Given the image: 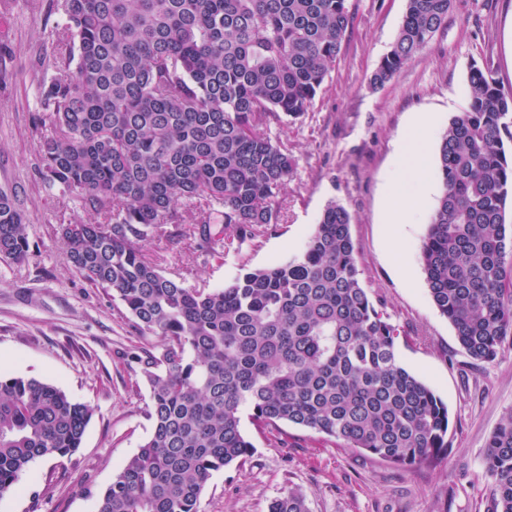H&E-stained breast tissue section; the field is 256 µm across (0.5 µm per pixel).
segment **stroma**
I'll use <instances>...</instances> for the list:
<instances>
[{"mask_svg": "<svg viewBox=\"0 0 512 512\" xmlns=\"http://www.w3.org/2000/svg\"><path fill=\"white\" fill-rule=\"evenodd\" d=\"M59 0H6L0 7V188L17 192L29 221L30 250L20 264L0 261V367L63 390L93 416L70 457L42 459L24 472L0 512H96L101 491L152 431L149 390L126 363L147 344L111 291L75 272L56 228L60 218L94 222L78 202L59 201L39 175L45 131L38 89L54 73ZM344 51L309 112L266 128L287 143L295 166L281 201V221L258 243L197 251L191 240L155 236L147 258L195 288H220L245 270L298 255L328 202L344 205L361 285L408 334L400 359L448 406L450 449L436 468L405 471L318 435L283 426L280 437L241 427L254 444L239 467L215 472L203 512H268L288 490L308 512H486V442L512 412V335L491 362L471 359L433 304L420 262L432 209L415 223L393 224L387 193L401 141L421 112L436 114L429 173L450 118L467 106L471 66L512 89V0H454L448 23L384 86L369 78L402 23L405 0H352Z\"/></svg>", "mask_w": 512, "mask_h": 512, "instance_id": "1", "label": "stroma"}]
</instances>
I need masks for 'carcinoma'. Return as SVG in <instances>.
<instances>
[{
	"instance_id": "1",
	"label": "carcinoma",
	"mask_w": 512,
	"mask_h": 512,
	"mask_svg": "<svg viewBox=\"0 0 512 512\" xmlns=\"http://www.w3.org/2000/svg\"><path fill=\"white\" fill-rule=\"evenodd\" d=\"M453 0H405L370 78L381 87L448 23ZM50 132L40 174L97 215L60 222L72 267L116 294L159 338L131 354L152 431L112 477L97 512H202L213 474L254 448L241 429L288 424L403 470L439 466L447 404L399 359L403 331L359 278L351 215L330 202L300 255L222 288H190L145 255L168 224L196 247L256 241L280 221L294 159L262 129L310 110L339 59L351 0H61ZM467 107L437 149L442 193L421 261L461 347L493 361L512 334V90L472 65ZM22 203L0 189V260L29 250ZM89 406L54 385L0 373V498L39 458L80 448ZM489 512H512V413L484 457ZM269 512H308L290 490Z\"/></svg>"
}]
</instances>
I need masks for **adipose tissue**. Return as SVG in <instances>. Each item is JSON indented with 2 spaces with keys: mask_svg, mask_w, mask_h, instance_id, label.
I'll list each match as a JSON object with an SVG mask.
<instances>
[{
  "mask_svg": "<svg viewBox=\"0 0 512 512\" xmlns=\"http://www.w3.org/2000/svg\"><path fill=\"white\" fill-rule=\"evenodd\" d=\"M435 118L430 113H422L414 120V137L408 149L397 156V168L402 178L412 184V191L392 187L388 192V213L392 220L402 221L410 217L418 208L425 205L430 190L426 165L428 134Z\"/></svg>",
  "mask_w": 512,
  "mask_h": 512,
  "instance_id": "ef3b65f1",
  "label": "adipose tissue"
}]
</instances>
